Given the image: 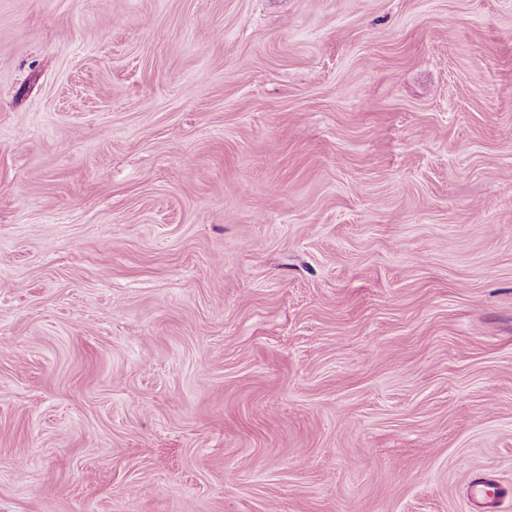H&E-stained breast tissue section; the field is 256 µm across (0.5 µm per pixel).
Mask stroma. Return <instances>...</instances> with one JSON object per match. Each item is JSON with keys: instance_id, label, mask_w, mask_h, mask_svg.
Here are the masks:
<instances>
[{"instance_id": "35a3bbf8", "label": "stroma", "mask_w": 512, "mask_h": 512, "mask_svg": "<svg viewBox=\"0 0 512 512\" xmlns=\"http://www.w3.org/2000/svg\"><path fill=\"white\" fill-rule=\"evenodd\" d=\"M512 487V0H0V512H472ZM473 489L474 498L479 500L474 512L492 511L494 505L506 494L501 484L485 475L476 479Z\"/></svg>"}]
</instances>
